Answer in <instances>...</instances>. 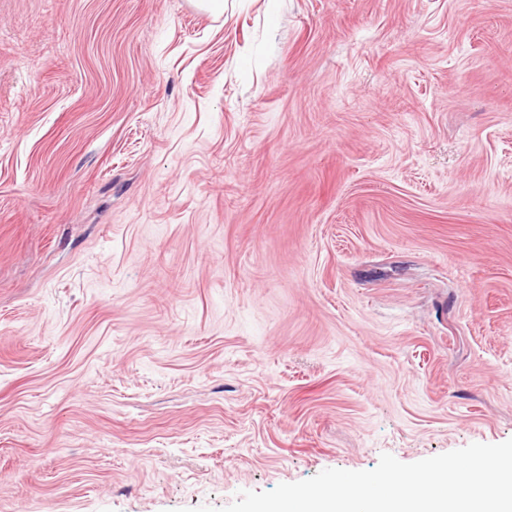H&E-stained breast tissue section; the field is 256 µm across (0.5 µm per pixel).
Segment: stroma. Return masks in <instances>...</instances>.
<instances>
[{
    "mask_svg": "<svg viewBox=\"0 0 512 512\" xmlns=\"http://www.w3.org/2000/svg\"><path fill=\"white\" fill-rule=\"evenodd\" d=\"M510 438L512 0H0V512Z\"/></svg>",
    "mask_w": 512,
    "mask_h": 512,
    "instance_id": "obj_1",
    "label": "stroma"
}]
</instances>
